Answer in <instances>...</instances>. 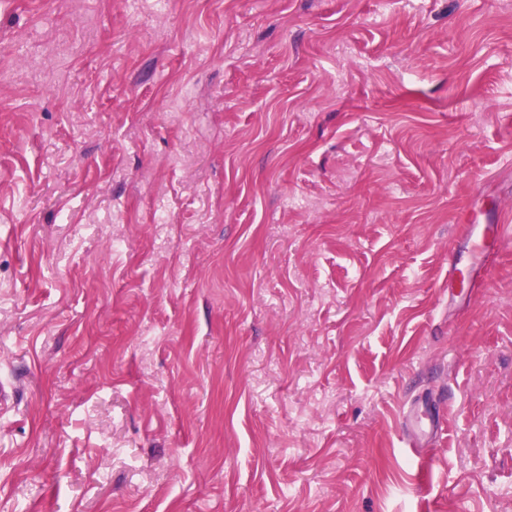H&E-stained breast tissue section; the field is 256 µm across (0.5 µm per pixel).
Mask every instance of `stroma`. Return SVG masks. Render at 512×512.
<instances>
[{
    "label": "stroma",
    "instance_id": "1",
    "mask_svg": "<svg viewBox=\"0 0 512 512\" xmlns=\"http://www.w3.org/2000/svg\"><path fill=\"white\" fill-rule=\"evenodd\" d=\"M500 202L512 0H0V512H512ZM503 222V208H501L494 220L495 224L464 225L466 248L471 257L468 288H470L471 285L473 288L479 287L481 278L483 277L482 266L485 259L492 252L504 245L507 231ZM447 431V421L443 415L430 414L427 423L413 424L405 415V434L410 448L433 447Z\"/></svg>",
    "mask_w": 512,
    "mask_h": 512
}]
</instances>
